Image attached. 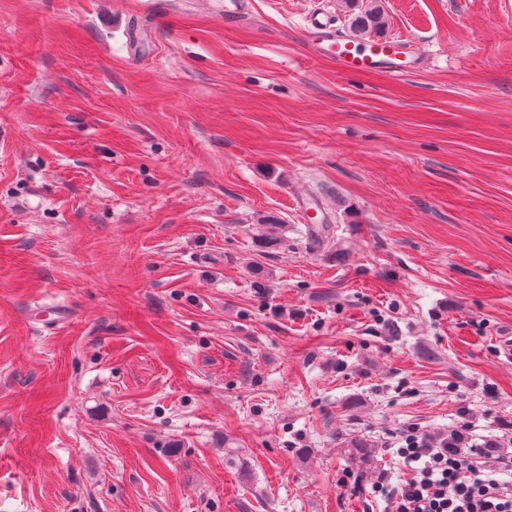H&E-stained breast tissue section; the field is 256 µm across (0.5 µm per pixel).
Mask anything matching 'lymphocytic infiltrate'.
<instances>
[{"label":"lymphocytic infiltrate","mask_w":512,"mask_h":512,"mask_svg":"<svg viewBox=\"0 0 512 512\" xmlns=\"http://www.w3.org/2000/svg\"><path fill=\"white\" fill-rule=\"evenodd\" d=\"M468 443L464 425L438 438L408 429L399 453L415 464L413 476L395 488L375 484L373 493L388 501L390 512H512V485L493 476L505 461L498 448L512 444V424H504L502 440L486 442L481 453L468 450Z\"/></svg>","instance_id":"f902f5d3"}]
</instances>
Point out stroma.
<instances>
[{"label": "stroma", "instance_id": "stroma-1", "mask_svg": "<svg viewBox=\"0 0 512 512\" xmlns=\"http://www.w3.org/2000/svg\"><path fill=\"white\" fill-rule=\"evenodd\" d=\"M224 2L0 0V512H388L512 422V0H378L398 78Z\"/></svg>", "mask_w": 512, "mask_h": 512}]
</instances>
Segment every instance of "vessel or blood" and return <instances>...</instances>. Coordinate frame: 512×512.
Here are the masks:
<instances>
[{
	"label": "vessel or blood",
	"mask_w": 512,
	"mask_h": 512,
	"mask_svg": "<svg viewBox=\"0 0 512 512\" xmlns=\"http://www.w3.org/2000/svg\"><path fill=\"white\" fill-rule=\"evenodd\" d=\"M311 28L319 35L320 51L331 56L346 73L380 71L396 77L411 72L418 61L410 45L399 40L355 42L317 18L312 19Z\"/></svg>",
	"instance_id": "b4317fda"
}]
</instances>
